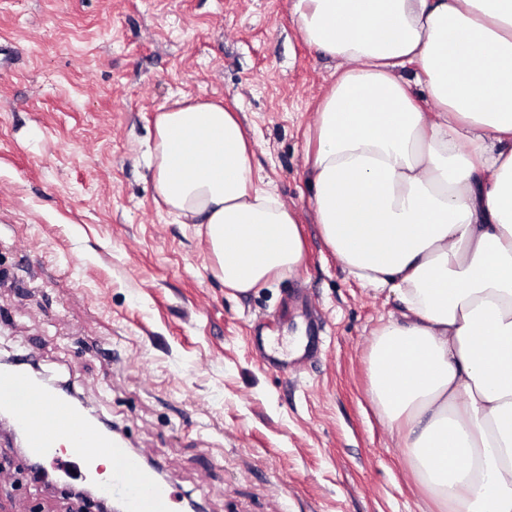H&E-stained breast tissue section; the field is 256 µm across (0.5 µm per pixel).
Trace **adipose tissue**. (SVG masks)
<instances>
[{
    "label": "adipose tissue",
    "mask_w": 512,
    "mask_h": 512,
    "mask_svg": "<svg viewBox=\"0 0 512 512\" xmlns=\"http://www.w3.org/2000/svg\"><path fill=\"white\" fill-rule=\"evenodd\" d=\"M291 15L340 68L308 134L322 238L404 307L368 357L373 401L439 512H512V0H292ZM252 154L222 105L157 117L155 191L204 225L239 293L304 256Z\"/></svg>",
    "instance_id": "adipose-tissue-1"
}]
</instances>
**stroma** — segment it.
<instances>
[{
	"label": "stroma",
	"mask_w": 512,
	"mask_h": 512,
	"mask_svg": "<svg viewBox=\"0 0 512 512\" xmlns=\"http://www.w3.org/2000/svg\"><path fill=\"white\" fill-rule=\"evenodd\" d=\"M291 0H0V357L27 354L119 426L204 512H426L370 393L400 317L354 279L311 206L306 134L337 59ZM182 99L239 116L305 258L246 294L155 200V118ZM0 483V512H76Z\"/></svg>",
	"instance_id": "obj_1"
}]
</instances>
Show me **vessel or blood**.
<instances>
[{"label": "vessel or blood", "mask_w": 512, "mask_h": 512, "mask_svg": "<svg viewBox=\"0 0 512 512\" xmlns=\"http://www.w3.org/2000/svg\"><path fill=\"white\" fill-rule=\"evenodd\" d=\"M0 410L9 413L25 438L30 457H56L69 449L80 476L94 478L95 459L112 454L113 494L123 498L126 512H175V494L130 449L116 444L99 422L60 389L44 385L16 367H0Z\"/></svg>", "instance_id": "vessel-or-blood-1"}]
</instances>
